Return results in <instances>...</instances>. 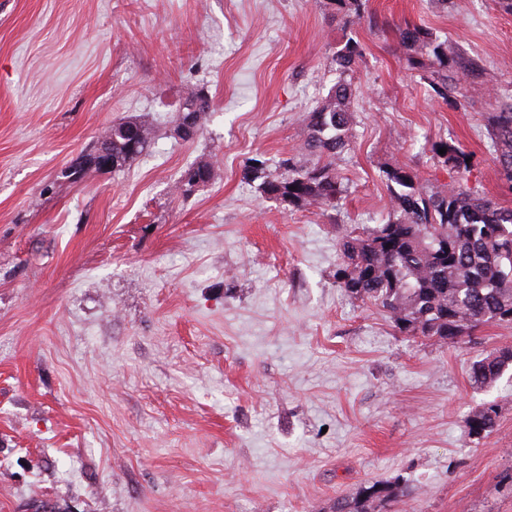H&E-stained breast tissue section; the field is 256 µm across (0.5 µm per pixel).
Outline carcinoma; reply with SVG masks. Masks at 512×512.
Returning <instances> with one entry per match:
<instances>
[{
	"mask_svg": "<svg viewBox=\"0 0 512 512\" xmlns=\"http://www.w3.org/2000/svg\"><path fill=\"white\" fill-rule=\"evenodd\" d=\"M332 20L343 29L368 22L385 23L369 13L368 0H329ZM398 41L408 48L406 67L419 73L440 98L454 102L460 78L480 74L479 61L464 52L449 53L427 28L406 22L396 26ZM365 54L364 44L349 38L334 52L336 83L326 98L306 111L308 129L304 150L309 164L294 155L277 166L251 158L244 177L256 184L260 195L283 206L302 209L336 208L343 186L336 160L349 149L353 137L352 105L356 89L351 75ZM212 98L199 91L182 101L175 119L186 112H209ZM489 150L502 183L512 191V96L496 99L486 124ZM112 170L120 171L141 156L154 139L153 128L134 119L112 125ZM445 153H439V149ZM434 156L444 165L467 170L470 158L448 141L433 145ZM205 183V165L187 167L177 182L184 198L194 192L192 177ZM387 190L396 205L383 224L345 230L343 262L336 283L357 300L369 302L389 319L396 331L422 336L441 345L485 325H512V208L483 197L467 187L446 195L428 194L418 176L406 167L385 172ZM512 370V347L497 348L473 362L471 381L482 387L498 382ZM499 411L489 404L467 420L470 436H484L496 428ZM407 485L374 484L356 497H339L333 512H382L412 494Z\"/></svg>",
	"mask_w": 512,
	"mask_h": 512,
	"instance_id": "obj_1",
	"label": "carcinoma"
}]
</instances>
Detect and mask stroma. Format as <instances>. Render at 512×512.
<instances>
[{"label": "stroma", "mask_w": 512, "mask_h": 512, "mask_svg": "<svg viewBox=\"0 0 512 512\" xmlns=\"http://www.w3.org/2000/svg\"><path fill=\"white\" fill-rule=\"evenodd\" d=\"M479 58L457 101L361 35L353 143L335 211L244 180L303 155L305 111L345 40L326 0H0V512H332L409 483L392 512H512V381L472 362L486 326L445 346L395 331L336 283L343 230L393 210L386 170L504 206L486 117L512 93V14L496 0H369ZM206 88L199 136L171 134ZM154 126L128 169L67 178L113 123ZM472 156L442 166L438 141ZM208 165L190 199L180 170ZM496 429L468 435L485 404ZM213 108V100L208 95V93H205L204 91H199L190 97L186 98L184 101H182L177 109V113L175 115V128L174 131L177 133L178 130V123L180 120H182V114L186 112H197L198 114V120L199 115L202 112H210ZM407 485L374 484L356 497H339L333 505L334 512H381L385 506H393L412 494Z\"/></svg>", "instance_id": "35a3bbf8"}]
</instances>
